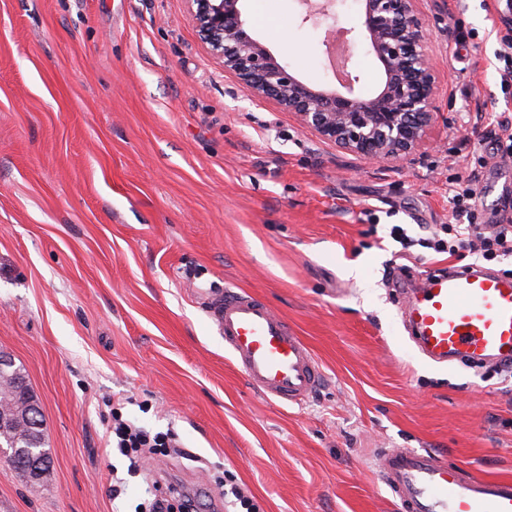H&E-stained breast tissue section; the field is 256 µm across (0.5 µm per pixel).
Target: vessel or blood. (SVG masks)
Wrapping results in <instances>:
<instances>
[{
  "label": "vessel or blood",
  "instance_id": "1",
  "mask_svg": "<svg viewBox=\"0 0 512 512\" xmlns=\"http://www.w3.org/2000/svg\"><path fill=\"white\" fill-rule=\"evenodd\" d=\"M406 295L403 323L425 359L512 366L511 277L451 265ZM207 305L225 350L268 401L299 405L322 383L312 350L262 298L227 288L209 295ZM376 467L400 512H512V479L469 475L437 451L384 448Z\"/></svg>",
  "mask_w": 512,
  "mask_h": 512
}]
</instances>
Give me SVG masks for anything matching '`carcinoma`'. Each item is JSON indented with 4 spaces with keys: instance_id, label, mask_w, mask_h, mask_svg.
Segmentation results:
<instances>
[{
    "instance_id": "cac0c4a2",
    "label": "carcinoma",
    "mask_w": 512,
    "mask_h": 512,
    "mask_svg": "<svg viewBox=\"0 0 512 512\" xmlns=\"http://www.w3.org/2000/svg\"><path fill=\"white\" fill-rule=\"evenodd\" d=\"M32 398L34 394L23 370L13 364L4 367L0 386V448H20L27 439L35 441L36 447L45 448L43 427L17 429L16 420Z\"/></svg>"
}]
</instances>
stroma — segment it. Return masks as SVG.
<instances>
[{
    "instance_id": "obj_1",
    "label": "stroma",
    "mask_w": 512,
    "mask_h": 512,
    "mask_svg": "<svg viewBox=\"0 0 512 512\" xmlns=\"http://www.w3.org/2000/svg\"><path fill=\"white\" fill-rule=\"evenodd\" d=\"M417 7L435 120L409 156L369 162L255 97L200 42L187 0H0V352L28 375L53 463L33 483L0 459V512H135L157 488L220 512L227 472L263 512H398L379 448L512 478V376L424 359L391 286L404 266L471 263L418 244L454 223L450 182L478 176L486 224L512 199V161L463 122L479 101L512 114L496 58L508 8ZM242 11L291 73L337 88L327 28L298 0ZM348 69L358 95L383 81L366 41ZM208 288L265 299L321 363V390L300 406L254 391ZM116 400L183 453L128 473L106 445Z\"/></svg>"
}]
</instances>
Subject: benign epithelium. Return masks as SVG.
<instances>
[{
	"mask_svg": "<svg viewBox=\"0 0 512 512\" xmlns=\"http://www.w3.org/2000/svg\"><path fill=\"white\" fill-rule=\"evenodd\" d=\"M200 40L260 98L295 114L299 123L337 147L371 161L412 153L434 119L435 77L428 36L416 0H362L360 33L383 66L384 79L368 97L316 90L290 73L245 27L241 0H188ZM303 21L336 19V0H298ZM30 479L51 469L44 456L25 459Z\"/></svg>",
	"mask_w": 512,
	"mask_h": 512,
	"instance_id": "7a95c632",
	"label": "benign epithelium"
}]
</instances>
